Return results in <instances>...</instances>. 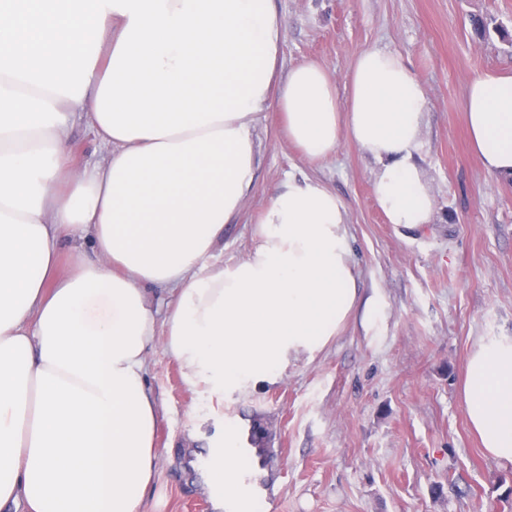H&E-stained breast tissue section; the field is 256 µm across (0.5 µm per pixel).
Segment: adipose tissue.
Here are the masks:
<instances>
[{"mask_svg":"<svg viewBox=\"0 0 512 512\" xmlns=\"http://www.w3.org/2000/svg\"><path fill=\"white\" fill-rule=\"evenodd\" d=\"M283 32L273 0H0V512H141L156 339L191 385L243 393L357 308L344 204L310 178L270 200L246 258L211 262L257 183L259 112H281L312 162L350 140L378 164L389 223H430L424 83L376 48L344 97L313 60L279 76ZM462 111L482 166L512 174V75H470ZM78 119L102 149L80 168ZM152 285L174 298L161 332ZM462 394L487 454L512 463V340L471 352Z\"/></svg>","mask_w":512,"mask_h":512,"instance_id":"adipose-tissue-1","label":"adipose tissue"}]
</instances>
